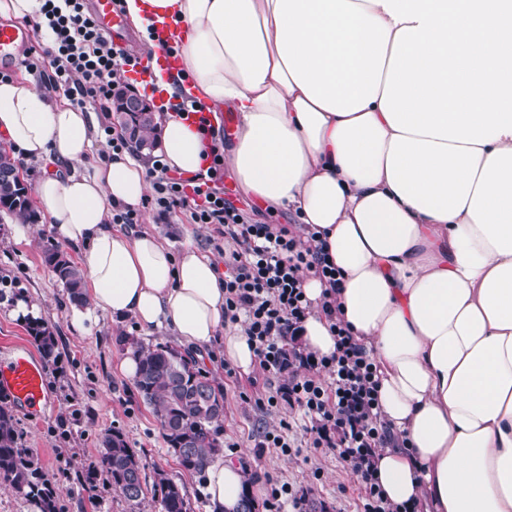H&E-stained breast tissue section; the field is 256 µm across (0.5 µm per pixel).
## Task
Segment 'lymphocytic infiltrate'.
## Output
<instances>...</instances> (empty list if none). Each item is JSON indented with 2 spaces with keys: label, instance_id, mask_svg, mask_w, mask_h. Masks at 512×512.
Segmentation results:
<instances>
[{
  "label": "lymphocytic infiltrate",
  "instance_id": "obj_1",
  "mask_svg": "<svg viewBox=\"0 0 512 512\" xmlns=\"http://www.w3.org/2000/svg\"><path fill=\"white\" fill-rule=\"evenodd\" d=\"M40 2L35 26L45 30L47 46L43 54L28 55L24 66L36 70L50 64L46 90L64 92L75 106L111 100L115 75L135 68L137 57L111 46L85 0ZM207 158L205 173L185 179L169 176L167 165L154 158V202L163 215L189 209L193 223L219 225L233 243L224 256V322L242 326L263 371L290 374L287 386L268 396V406L285 402L302 410L311 448L337 451L360 478L365 512H413L408 504L388 503L374 476L375 456L391 443V431L381 413L372 364L336 316L339 271L325 243L301 240L278 224L251 222L224 197L223 152L212 148ZM305 271L327 283L321 310L336 338L329 356L306 352L299 343L312 312L302 289Z\"/></svg>",
  "mask_w": 512,
  "mask_h": 512
}]
</instances>
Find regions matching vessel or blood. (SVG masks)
Masks as SVG:
<instances>
[{
	"label": "vessel or blood",
	"mask_w": 512,
	"mask_h": 512,
	"mask_svg": "<svg viewBox=\"0 0 512 512\" xmlns=\"http://www.w3.org/2000/svg\"><path fill=\"white\" fill-rule=\"evenodd\" d=\"M93 13L105 34H112L122 26V15L115 9L113 0H94ZM177 69L176 57L162 49L142 62L135 75L149 82L155 93L160 94ZM0 390L7 392L13 403L30 418L45 417L50 404L45 370L30 351L22 349L8 360L0 361Z\"/></svg>",
	"instance_id": "1"
}]
</instances>
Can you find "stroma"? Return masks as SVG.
I'll use <instances>...</instances> for the list:
<instances>
[{
    "label": "stroma",
    "instance_id": "1",
    "mask_svg": "<svg viewBox=\"0 0 512 512\" xmlns=\"http://www.w3.org/2000/svg\"><path fill=\"white\" fill-rule=\"evenodd\" d=\"M224 182L233 189V203L249 213L253 221L282 224L296 230L291 212L275 210L252 200L236 186L232 172H225ZM141 215L150 216L151 231L181 250L193 241L216 263L223 265L224 238L216 225L192 223L185 212L159 217L151 202H143ZM17 219L0 210V277L13 280L7 297L29 300L40 308L44 321L56 338V355L63 366L60 377L48 378L51 409L39 421L23 412L15 417L24 433V445L31 448L47 477L59 485L58 512H160V505L145 499L132 505L98 478L95 490H88L83 480L88 461L97 460L101 438L106 431H121L138 454L142 475L153 478L155 469H164L183 485L194 512H208L204 476L184 471L165 442L159 422L138 396L134 381L118 370L127 347L124 338L143 346L173 343L166 331L145 333L134 320L112 322L107 316L85 322L83 329L72 324L73 302L64 284L44 260V252L54 246L52 230L42 216L30 220L26 237H18ZM203 371L224 391V421L220 436L224 460L245 464L250 470L252 512H267L269 483L286 485L290 499L284 512H362L364 488L357 475L344 466L337 453L315 450L307 445L301 413L282 403L265 406L266 396L287 384V374L272 375L261 369L226 375L220 360L203 364ZM290 422V453L273 448H258L260 435ZM73 457L71 465L58 461L59 453ZM304 497L305 510H297L293 498Z\"/></svg>",
    "mask_w": 512,
    "mask_h": 512
}]
</instances>
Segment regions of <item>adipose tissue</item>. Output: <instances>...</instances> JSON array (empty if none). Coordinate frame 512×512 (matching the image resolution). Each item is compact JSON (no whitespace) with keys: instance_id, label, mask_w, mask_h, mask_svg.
<instances>
[{"instance_id":"1","label":"adipose tissue","mask_w":512,"mask_h":512,"mask_svg":"<svg viewBox=\"0 0 512 512\" xmlns=\"http://www.w3.org/2000/svg\"><path fill=\"white\" fill-rule=\"evenodd\" d=\"M139 31L169 18L186 95L236 122L222 147L241 189L293 212L340 268L342 318L401 448L375 458L384 497L425 512H512V0H124ZM154 45V38L146 40ZM165 164L194 175L211 142L156 112ZM0 140L39 161L38 207L82 255V325L101 311L164 329L193 357L251 371L224 325L208 254L111 224L151 191L129 152L93 164L91 112L0 79ZM305 351L332 354L319 304ZM247 475L211 465L209 512H241Z\"/></svg>"}]
</instances>
